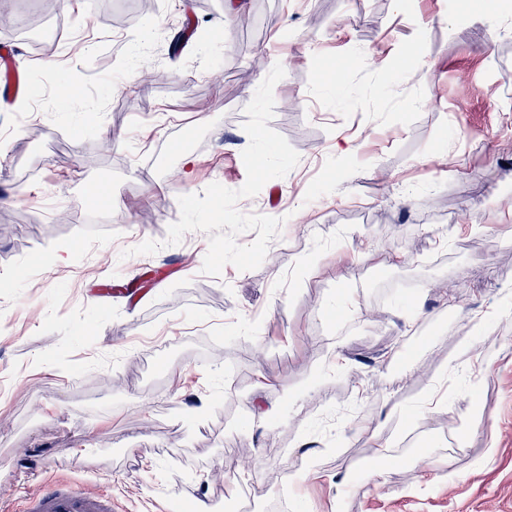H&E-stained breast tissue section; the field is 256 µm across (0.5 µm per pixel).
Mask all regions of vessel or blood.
Listing matches in <instances>:
<instances>
[{
	"label": "vessel or blood",
	"mask_w": 512,
	"mask_h": 512,
	"mask_svg": "<svg viewBox=\"0 0 512 512\" xmlns=\"http://www.w3.org/2000/svg\"><path fill=\"white\" fill-rule=\"evenodd\" d=\"M18 512H116V504L107 492L50 479L24 494Z\"/></svg>",
	"instance_id": "vessel-or-blood-1"
}]
</instances>
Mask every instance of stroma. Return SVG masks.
<instances>
[{"label": "stroma", "instance_id": "stroma-1", "mask_svg": "<svg viewBox=\"0 0 512 512\" xmlns=\"http://www.w3.org/2000/svg\"><path fill=\"white\" fill-rule=\"evenodd\" d=\"M1 42V492L512 512V0H0ZM273 58L300 161L237 208L283 225L209 276L208 233L167 230L243 186Z\"/></svg>", "mask_w": 512, "mask_h": 512}]
</instances>
